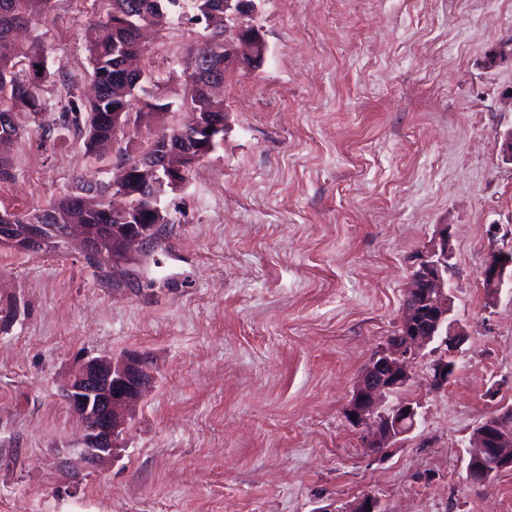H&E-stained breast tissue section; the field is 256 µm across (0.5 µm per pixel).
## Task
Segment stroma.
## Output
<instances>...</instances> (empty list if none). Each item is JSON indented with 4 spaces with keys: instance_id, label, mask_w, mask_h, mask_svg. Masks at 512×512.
Wrapping results in <instances>:
<instances>
[{
    "instance_id": "1",
    "label": "stroma",
    "mask_w": 512,
    "mask_h": 512,
    "mask_svg": "<svg viewBox=\"0 0 512 512\" xmlns=\"http://www.w3.org/2000/svg\"><path fill=\"white\" fill-rule=\"evenodd\" d=\"M106 0L30 17L54 77L17 112L0 203L26 213L76 175L108 178L142 134L187 120L183 63L199 26L154 33L147 113L98 160L69 136L39 146L67 89L85 93L84 30ZM268 51L224 75V138L163 205L153 244L110 275L80 237L57 252L0 247V512H512V471L466 481L473 426L512 406V288L487 306L480 270L512 250V0H262ZM448 225L453 317L469 338L446 389L428 347L405 392L415 430L380 458L345 420L358 375L403 315L410 260ZM151 375L111 457L82 454L63 388L86 360Z\"/></svg>"
}]
</instances>
